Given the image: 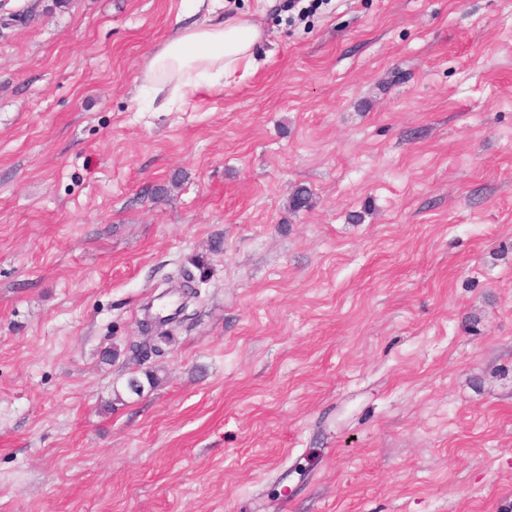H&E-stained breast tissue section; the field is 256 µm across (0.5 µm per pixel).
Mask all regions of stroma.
<instances>
[{
  "mask_svg": "<svg viewBox=\"0 0 512 512\" xmlns=\"http://www.w3.org/2000/svg\"><path fill=\"white\" fill-rule=\"evenodd\" d=\"M223 2L156 112L188 0H0V512H512V0ZM189 1L186 20L205 7L207 15L184 24L175 38L147 58L142 69L143 81L154 102L161 99V107L168 108L176 98H185L203 86L222 81L229 85L260 65L257 51L262 33L253 22L217 13L215 5L222 0Z\"/></svg>",
  "mask_w": 512,
  "mask_h": 512,
  "instance_id": "35a3bbf8",
  "label": "stroma"
}]
</instances>
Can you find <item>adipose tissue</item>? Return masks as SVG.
Masks as SVG:
<instances>
[{"mask_svg":"<svg viewBox=\"0 0 512 512\" xmlns=\"http://www.w3.org/2000/svg\"><path fill=\"white\" fill-rule=\"evenodd\" d=\"M219 2L191 0L190 22L147 58L143 80L163 105L258 68L260 29L248 19L217 13Z\"/></svg>","mask_w":512,"mask_h":512,"instance_id":"adipose-tissue-1","label":"adipose tissue"}]
</instances>
